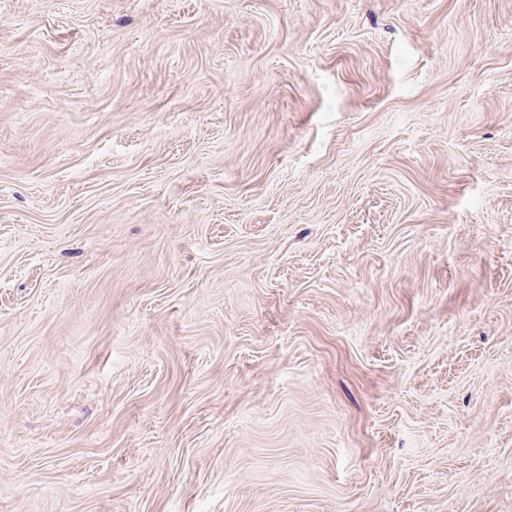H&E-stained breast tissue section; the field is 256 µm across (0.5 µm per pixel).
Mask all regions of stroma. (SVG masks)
Here are the masks:
<instances>
[{"instance_id": "obj_1", "label": "stroma", "mask_w": 512, "mask_h": 512, "mask_svg": "<svg viewBox=\"0 0 512 512\" xmlns=\"http://www.w3.org/2000/svg\"><path fill=\"white\" fill-rule=\"evenodd\" d=\"M0 512H512V0H0Z\"/></svg>"}]
</instances>
